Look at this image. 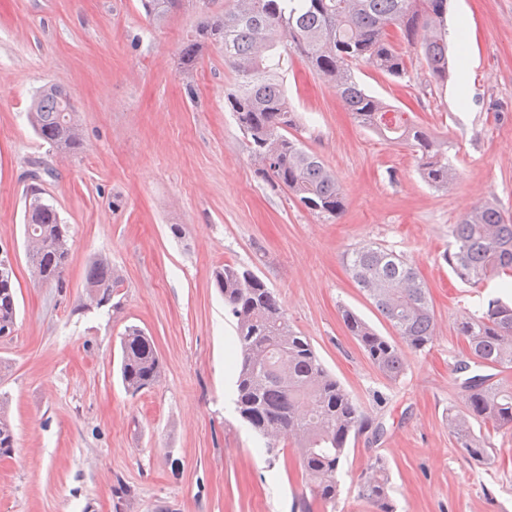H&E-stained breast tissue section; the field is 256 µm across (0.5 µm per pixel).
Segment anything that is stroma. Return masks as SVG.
<instances>
[{
    "mask_svg": "<svg viewBox=\"0 0 512 512\" xmlns=\"http://www.w3.org/2000/svg\"><path fill=\"white\" fill-rule=\"evenodd\" d=\"M198 5L163 22L137 0H0V249L16 269L18 326L0 340V397L17 446L0 459V512H376L358 477L385 461L397 512H512V429L491 434L494 462L466 459L448 433L463 404L458 325L496 285L459 282L443 254L460 217L486 201L512 216V0H450L464 26L452 78L436 82L419 45L393 79L354 68L365 88L448 147L450 192L425 183L411 149L360 128L335 90L297 54L285 76L293 137L331 168L340 217L309 212L258 177L224 96L235 86L224 50L208 47L190 81L176 61ZM60 81L83 128L77 156L55 153L27 112ZM70 227L61 288L34 285L24 251L30 170ZM373 243L420 271L436 340L408 352L386 380L343 324L358 313L393 330L357 287L345 253ZM104 256L124 279L119 309H84L85 274ZM253 271L279 297L371 423L352 438L335 506L310 497L291 448L276 461L236 412L230 369L235 322L216 268ZM152 336L160 381L132 396L118 374L120 338ZM382 435H375V427Z\"/></svg>",
    "mask_w": 512,
    "mask_h": 512,
    "instance_id": "1",
    "label": "stroma"
}]
</instances>
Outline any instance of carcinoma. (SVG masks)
I'll return each mask as SVG.
<instances>
[{"instance_id":"carcinoma-1","label":"carcinoma","mask_w":512,"mask_h":512,"mask_svg":"<svg viewBox=\"0 0 512 512\" xmlns=\"http://www.w3.org/2000/svg\"><path fill=\"white\" fill-rule=\"evenodd\" d=\"M155 21L192 0H139ZM448 0H237L222 13L202 11L192 39L178 56V71L189 77L201 52L211 44L224 48V64L237 84L226 104L246 134L257 173L288 190L308 211L338 216L344 196L336 175L321 158L288 135L297 116L288 103L281 77L288 54L300 55L336 90L354 121L382 138L418 153L425 181L450 189L456 169L448 148L430 133L371 95L356 80L353 67L371 61L384 74L401 78L407 62L402 45L415 43L422 29L435 37L421 44L431 76H451L445 23ZM29 122L36 135L56 151L76 155L82 127L63 83L43 87L33 98ZM26 261L32 280L63 287L70 262L68 225L42 196L27 197L24 211ZM452 246L444 255L463 283L498 279L512 288V219L485 202L463 215L451 229ZM352 279L394 329L396 338L379 335L354 312L343 322L378 371L396 381L408 367L407 352L423 351L436 338L429 289L419 271L401 255L362 244L345 255ZM86 303L112 306L123 279L105 257L86 272ZM214 287L236 323L231 364L235 405L240 418L265 439L275 458L283 434L293 450L313 498L334 504L340 495L338 471L351 438L368 426L359 407L329 373L310 340L296 331L278 297L251 271L226 263L213 273ZM16 282L0 279V331H13L17 320ZM470 360L460 361L462 409L448 413V431L462 453L477 462L493 454L487 436L476 432L512 428V382H490L473 367L512 370V303L491 296L477 314L458 326ZM120 378L135 396L158 383L162 364L153 338L135 325L120 339ZM16 448L7 402L0 400V455ZM360 496L377 512H395L388 469L382 459L370 463L359 484Z\"/></svg>"}]
</instances>
